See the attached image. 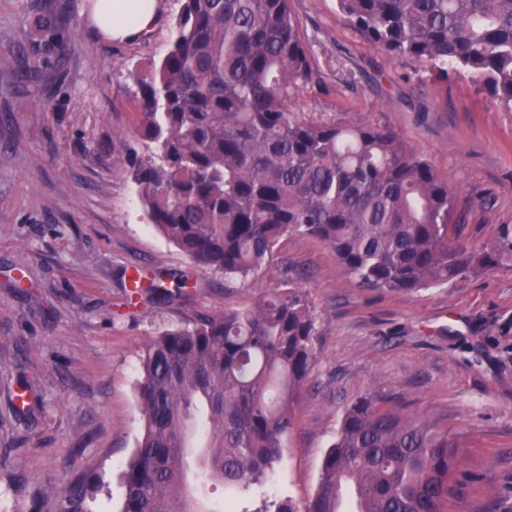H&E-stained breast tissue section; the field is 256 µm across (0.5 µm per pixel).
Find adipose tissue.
Returning <instances> with one entry per match:
<instances>
[{"label": "adipose tissue", "instance_id": "adipose-tissue-1", "mask_svg": "<svg viewBox=\"0 0 512 512\" xmlns=\"http://www.w3.org/2000/svg\"><path fill=\"white\" fill-rule=\"evenodd\" d=\"M161 18L159 0H93L90 20L109 40L126 41L151 32Z\"/></svg>", "mask_w": 512, "mask_h": 512}]
</instances>
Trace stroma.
<instances>
[{
  "label": "stroma",
  "mask_w": 512,
  "mask_h": 512,
  "mask_svg": "<svg viewBox=\"0 0 512 512\" xmlns=\"http://www.w3.org/2000/svg\"><path fill=\"white\" fill-rule=\"evenodd\" d=\"M66 35L35 48L30 18L45 4ZM157 29L104 39L90 0H0V512H39L79 473L100 481L90 512H120L122 471L143 431L138 394L147 342L203 316L252 306L274 288H305L316 316L315 360L293 406L282 457L242 500L316 492L326 451L364 396L448 429L462 475L448 512H512V269L411 292L364 287L316 238L283 237L257 276L228 280L194 264L150 223L113 155L130 132L131 92L165 54L181 0ZM313 72L291 96L301 118L387 127L458 189L451 222L480 244L512 224V112L470 77L434 79L391 58L339 13L336 0H291ZM43 65L26 74L22 53ZM188 277L172 299L127 301L132 276ZM29 387L34 421L8 394Z\"/></svg>",
  "instance_id": "1"
}]
</instances>
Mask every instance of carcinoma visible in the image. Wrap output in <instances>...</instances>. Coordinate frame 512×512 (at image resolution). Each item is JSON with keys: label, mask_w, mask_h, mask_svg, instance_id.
Returning a JSON list of instances; mask_svg holds the SVG:
<instances>
[{"label": "carcinoma", "mask_w": 512, "mask_h": 512, "mask_svg": "<svg viewBox=\"0 0 512 512\" xmlns=\"http://www.w3.org/2000/svg\"><path fill=\"white\" fill-rule=\"evenodd\" d=\"M378 50L482 81L512 112V0H336ZM37 43L64 34L51 12ZM311 77L290 0H181L175 39L141 82L134 134L120 152L152 224L198 266L258 274L280 239L325 243L368 288L418 291L512 268V224L465 245L451 227L456 187L394 131L302 120L291 93ZM173 296L165 278L143 286ZM316 317L300 287L153 338L142 358V438L122 473L120 512H208L188 498L186 460L230 491L264 484L281 458L291 407L315 359ZM448 432L361 397L325 454L315 494L243 512H447L460 459ZM97 486L74 477L58 512H87Z\"/></svg>", "instance_id": "obj_1"}]
</instances>
